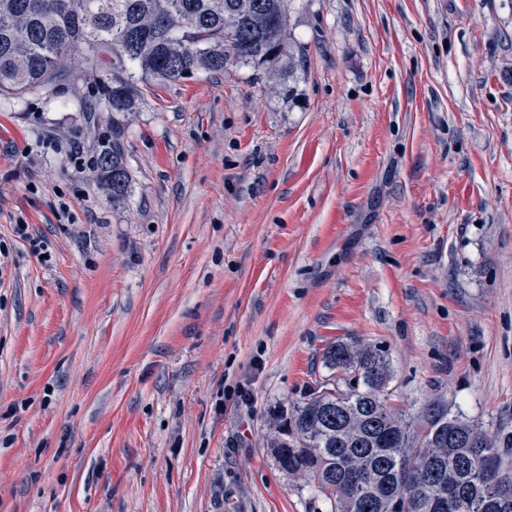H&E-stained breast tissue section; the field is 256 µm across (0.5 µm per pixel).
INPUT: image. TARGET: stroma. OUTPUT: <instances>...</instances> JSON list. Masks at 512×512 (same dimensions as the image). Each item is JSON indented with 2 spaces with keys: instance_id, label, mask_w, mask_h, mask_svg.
<instances>
[{
  "instance_id": "stroma-1",
  "label": "stroma",
  "mask_w": 512,
  "mask_h": 512,
  "mask_svg": "<svg viewBox=\"0 0 512 512\" xmlns=\"http://www.w3.org/2000/svg\"><path fill=\"white\" fill-rule=\"evenodd\" d=\"M290 26L294 74L152 80L117 124L84 87L0 99V512H329L267 411L338 340L386 352L410 421L512 431V0ZM94 169L96 179L108 192L113 204L123 203L128 196L131 178L123 145L117 137H112V142H102Z\"/></svg>"
}]
</instances>
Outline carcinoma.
Listing matches in <instances>:
<instances>
[{
	"mask_svg": "<svg viewBox=\"0 0 512 512\" xmlns=\"http://www.w3.org/2000/svg\"><path fill=\"white\" fill-rule=\"evenodd\" d=\"M78 53L75 71L69 58ZM292 74L302 48L288 28V0H0V98L54 97L84 81L118 116L136 109L138 83L175 82L246 65ZM96 179L125 201L131 178L117 137L102 143ZM327 374L290 408H269L279 468L303 476L330 512H492L501 470L512 466V433L488 430L443 404L417 424L389 403L385 352L358 341L329 344Z\"/></svg>",
	"mask_w": 512,
	"mask_h": 512,
	"instance_id": "obj_1",
	"label": "carcinoma"
}]
</instances>
